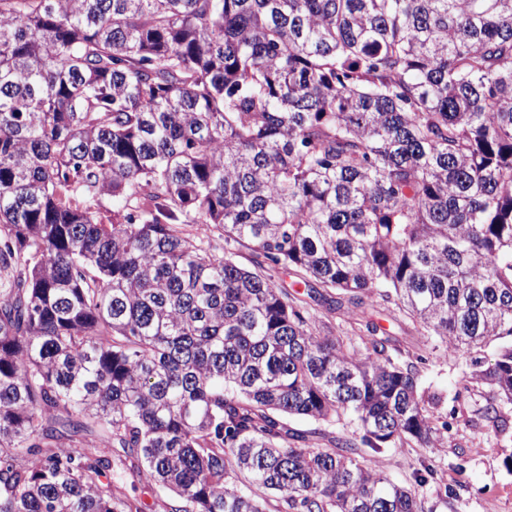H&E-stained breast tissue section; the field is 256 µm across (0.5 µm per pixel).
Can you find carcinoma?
Masks as SVG:
<instances>
[{
    "label": "carcinoma",
    "instance_id": "carcinoma-1",
    "mask_svg": "<svg viewBox=\"0 0 512 512\" xmlns=\"http://www.w3.org/2000/svg\"><path fill=\"white\" fill-rule=\"evenodd\" d=\"M376 296L502 420L512 0H0V512H427ZM306 299L311 303L313 308L316 309L315 313L319 317H322L323 321H325L326 323L330 322L332 326L336 327V333H340V335L342 336H355L354 341L357 343H361V340L358 337L362 334V332H360L359 330L361 327L360 325L345 322L336 314L328 315L322 307L316 306L315 303H313L309 298L306 297ZM123 483L131 495H136L145 507L144 512H164L159 507L162 501L168 502L174 497L173 493L162 488L156 482L147 478L143 473L127 472L123 477ZM135 487V492L132 488Z\"/></svg>",
    "mask_w": 512,
    "mask_h": 512
}]
</instances>
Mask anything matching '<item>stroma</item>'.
<instances>
[{"label": "stroma", "instance_id": "1", "mask_svg": "<svg viewBox=\"0 0 512 512\" xmlns=\"http://www.w3.org/2000/svg\"><path fill=\"white\" fill-rule=\"evenodd\" d=\"M373 318L401 351L417 357L423 388L440 398L432 412L447 423L433 447L390 448L375 462L394 481L417 486L433 512H512V469L506 465L512 420L498 429L480 416L490 393L470 383V354L448 358L432 351L412 320L390 304L378 303ZM427 467L433 477L416 485L417 471Z\"/></svg>", "mask_w": 512, "mask_h": 512}]
</instances>
